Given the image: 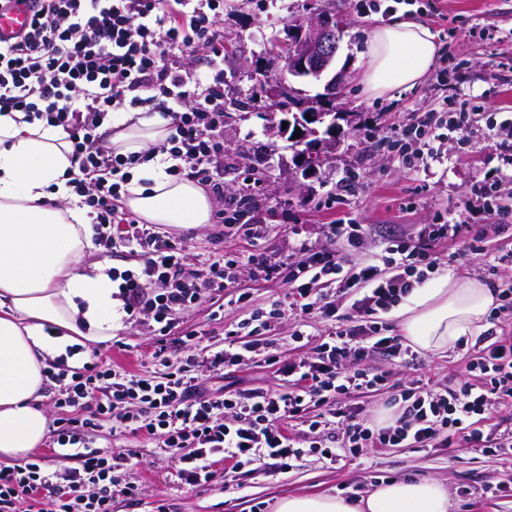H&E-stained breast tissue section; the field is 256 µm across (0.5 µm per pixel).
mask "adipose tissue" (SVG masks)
<instances>
[{
  "mask_svg": "<svg viewBox=\"0 0 512 512\" xmlns=\"http://www.w3.org/2000/svg\"><path fill=\"white\" fill-rule=\"evenodd\" d=\"M437 52L432 31L412 19L375 27L362 55L361 83L380 97L414 88ZM117 152H138L168 135L163 120L125 113L114 123ZM70 143L62 130L0 115V462L24 459L49 431L41 403L48 360L75 345L101 343L120 329L117 290L104 264H84L91 249L85 210L65 172ZM126 206L149 224L210 223L212 203L190 179L157 165L138 167ZM492 290L443 272L413 290L397 316L414 350L438 353L485 326ZM276 512H448V492L434 479L382 484L358 504L333 495L281 498Z\"/></svg>",
  "mask_w": 512,
  "mask_h": 512,
  "instance_id": "1",
  "label": "adipose tissue"
}]
</instances>
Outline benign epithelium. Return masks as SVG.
<instances>
[{"mask_svg":"<svg viewBox=\"0 0 512 512\" xmlns=\"http://www.w3.org/2000/svg\"><path fill=\"white\" fill-rule=\"evenodd\" d=\"M343 22L327 14H322L307 22L297 20L288 25V35L279 44L278 62L282 77L271 85L270 97L281 100L288 97L292 91L288 80L291 78L320 80L321 77L333 70L336 54L341 41ZM339 75L335 74L325 84L324 93L318 97V104L309 101L298 103V111L304 113L307 119L297 118V123L305 126L300 136L289 140L294 158L300 160L303 166L316 169L323 158V151L334 148L330 139L319 137L314 124H322L326 117L335 116L330 109L334 100V90Z\"/></svg>","mask_w":512,"mask_h":512,"instance_id":"benign-epithelium-1","label":"benign epithelium"}]
</instances>
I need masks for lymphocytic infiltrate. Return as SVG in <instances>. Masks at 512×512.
<instances>
[{
  "label": "lymphocytic infiltrate",
  "instance_id": "lymphocytic-infiltrate-1",
  "mask_svg": "<svg viewBox=\"0 0 512 512\" xmlns=\"http://www.w3.org/2000/svg\"><path fill=\"white\" fill-rule=\"evenodd\" d=\"M39 9L26 35L0 46V114L24 113L59 127L71 143L68 185L89 209L97 243L106 251L125 248L138 260L136 269L113 271L124 310L156 325L155 335L172 332L176 314L205 293L238 285L240 265L254 281L287 284V306L272 304L266 320L281 318L284 308L321 310L335 318L337 308L320 289L337 284L358 290L352 304L360 325L334 328L321 335L312 356L282 364L288 390L256 389L246 395H213L196 371L205 365L223 371L253 359L257 343L229 334L198 362L195 333L182 341L180 365L157 382L93 363L84 370L56 373L63 406L97 415L118 412L130 431L161 433L175 449V476L199 487L213 478L216 460L233 469L273 464L289 471L303 450L289 434L287 421L300 420L310 403L325 411L308 421L317 451L328 462L362 458L369 448H445L455 435L484 453L512 446L492 441L476 422L495 402L512 399V343L491 342L468 364L475 380L440 387L415 379L400 394V414L388 426L371 428L359 395L387 385L391 373L362 363L375 353L405 363L417 354L401 338L385 335L381 313L398 304L415 287L420 266H433L434 242L447 238L444 224H425L396 245L388 269L369 264L347 273L339 251L304 248L297 262L252 253L245 261L222 257L190 263L181 244L140 223L122 200L133 168L154 162L168 176L190 179L224 196V0H38ZM208 50L206 72L187 69L184 52ZM140 109L159 115L169 135L143 152L117 153L101 128L114 112ZM259 205L255 184L216 211L217 223L249 240L261 239L264 227L252 223ZM305 419V418H304ZM57 443L72 467L61 482L42 470L41 460L24 467L0 468V512H13L15 501L28 498L50 512H111L115 494L132 493L122 473L134 449L103 456L91 449L77 419L64 420Z\"/></svg>",
  "mask_w": 512,
  "mask_h": 512
}]
</instances>
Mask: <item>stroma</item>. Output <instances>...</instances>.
<instances>
[{"label": "stroma", "instance_id": "35a3bbf8", "mask_svg": "<svg viewBox=\"0 0 512 512\" xmlns=\"http://www.w3.org/2000/svg\"><path fill=\"white\" fill-rule=\"evenodd\" d=\"M323 9L346 23L335 64L343 82L335 108L336 148L321 167L307 172L296 165L287 142L273 134L264 110L269 86L256 75L267 68L288 24ZM398 10L431 29L439 54L415 88L389 98L365 93L354 66L372 27L388 16L384 0H224V41L230 46L224 54V103L230 113L224 124V196H238L244 176L255 173L262 182L263 203L254 220L266 233L252 242L214 223L166 228L191 262L252 251L295 258L301 245L326 244L327 225L360 224L363 245L343 251L345 269L353 272L367 262L383 268L390 246L415 235L420 225L457 223L459 233L435 246L439 270L479 279L492 288L512 283V270L494 269L487 260L491 254L512 252V157L500 149L501 142H512V125L506 122L512 113V0H416ZM475 96L483 103L473 110L465 133L442 125L407 147H384L391 128L407 123L413 114L456 112ZM414 153L423 154L425 168H409L407 159ZM475 185L491 188V195L470 196ZM484 224L490 227L484 254L465 251L466 237ZM286 292L282 282L256 283L241 276L238 287L226 290L221 299L208 294L181 312L178 329L161 340L138 317L123 316L121 330L97 345L99 362L162 377L165 369L153 358L157 344L166 345L171 361H179L183 332H196L204 347L223 342L253 311L269 309ZM306 322L319 333L330 327L320 313L289 310L259 337L269 348L268 356L221 375L205 370L202 378L217 393L276 388L275 363L312 351L311 345L291 339ZM474 354L472 345L458 342L442 353L421 354L414 365L383 357L375 364L392 370L395 382L405 389L416 377L435 384L468 378ZM88 437L104 450L138 452L125 473L134 492L113 496L112 512H274L283 497L361 498L385 482L413 477L441 481L448 490L449 512H512V497L492 494L512 480V456L485 455L459 439L449 448L374 449V466L368 470L354 461L329 465L305 455L285 474L268 469L238 472V489L228 491L224 481L229 464H215L207 487L179 484L173 475L174 456L164 452L159 437L113 428L111 415L100 416Z\"/></svg>", "mask_w": 512, "mask_h": 512}]
</instances>
